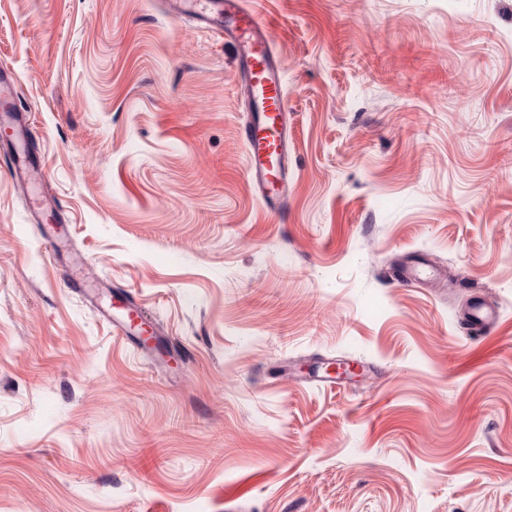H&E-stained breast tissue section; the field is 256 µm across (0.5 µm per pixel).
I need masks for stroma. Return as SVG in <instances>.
Instances as JSON below:
<instances>
[{
    "mask_svg": "<svg viewBox=\"0 0 512 512\" xmlns=\"http://www.w3.org/2000/svg\"><path fill=\"white\" fill-rule=\"evenodd\" d=\"M166 2L0 0L70 234L42 246L0 160V512H512V0H258L283 213L234 45ZM417 261L445 277L399 286ZM477 298L500 323L473 340ZM119 303L116 306L112 304V312L108 311L112 317V328L116 331L117 336H129L135 330L141 331V326L145 324L144 312L140 310L131 296H125Z\"/></svg>",
    "mask_w": 512,
    "mask_h": 512,
    "instance_id": "stroma-1",
    "label": "stroma"
}]
</instances>
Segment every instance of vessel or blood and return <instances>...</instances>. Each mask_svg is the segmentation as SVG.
Wrapping results in <instances>:
<instances>
[{"instance_id":"b4317fda","label":"vessel or blood","mask_w":512,"mask_h":512,"mask_svg":"<svg viewBox=\"0 0 512 512\" xmlns=\"http://www.w3.org/2000/svg\"><path fill=\"white\" fill-rule=\"evenodd\" d=\"M177 11L189 12L203 27L222 33L236 48V61L246 90L251 113L245 127L249 171L267 209L286 206L288 154L292 129L284 92L283 77L275 64L270 41L259 13L242 0H171ZM17 81L12 70L0 65V126L11 129L9 173L15 184L25 188L34 201L44 198V169L34 157L31 133L17 108ZM112 327L117 335L140 330L143 313L132 297L113 306ZM498 323L493 310L474 301L464 316V327L475 337H483Z\"/></svg>"}]
</instances>
